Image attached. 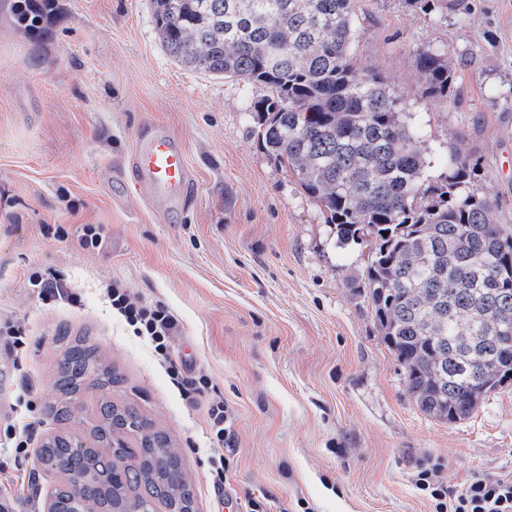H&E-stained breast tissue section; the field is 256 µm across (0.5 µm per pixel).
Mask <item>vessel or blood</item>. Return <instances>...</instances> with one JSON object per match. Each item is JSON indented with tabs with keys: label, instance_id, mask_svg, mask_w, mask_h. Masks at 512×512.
I'll use <instances>...</instances> for the list:
<instances>
[{
	"label": "vessel or blood",
	"instance_id": "1",
	"mask_svg": "<svg viewBox=\"0 0 512 512\" xmlns=\"http://www.w3.org/2000/svg\"><path fill=\"white\" fill-rule=\"evenodd\" d=\"M127 167L131 183L145 199L166 204L186 196L193 179L185 143L151 122L139 126Z\"/></svg>",
	"mask_w": 512,
	"mask_h": 512
}]
</instances>
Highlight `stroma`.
<instances>
[{
  "label": "stroma",
  "mask_w": 512,
  "mask_h": 512,
  "mask_svg": "<svg viewBox=\"0 0 512 512\" xmlns=\"http://www.w3.org/2000/svg\"><path fill=\"white\" fill-rule=\"evenodd\" d=\"M0 0V316L25 330L22 355L0 335V432L37 407L35 443L75 432L48 416L62 335L82 336L112 369L71 406L127 405L182 458L194 512H432L415 486L440 466L450 490L512 478V383L449 424L409 395L364 293L367 244L338 247L331 225L257 137L265 87L187 67L162 46L150 0H56L38 28ZM354 64L382 75L421 128L434 172L455 143L478 158L512 227V0H450L426 16L408 0H362ZM470 59L456 95L419 96L414 50ZM183 137L195 174L185 207L146 201L117 173L141 121ZM104 227L84 249L80 227ZM59 272L71 300H40L29 270ZM122 282L179 321L171 352L204 371L229 410L225 495L209 466L203 405L173 387L150 346L113 316L101 287ZM35 454L0 447V499L42 512L63 480L34 475Z\"/></svg>",
  "instance_id": "stroma-1"
}]
</instances>
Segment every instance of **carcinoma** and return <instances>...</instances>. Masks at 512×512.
Segmentation results:
<instances>
[{"label": "carcinoma", "instance_id": "1", "mask_svg": "<svg viewBox=\"0 0 512 512\" xmlns=\"http://www.w3.org/2000/svg\"><path fill=\"white\" fill-rule=\"evenodd\" d=\"M424 14L448 0H411ZM158 36L179 62L259 84L258 139L316 201L336 243L372 245L360 278L387 347L404 369L417 406L448 423L464 420L490 392L512 381V228L502 201L480 186L478 162L456 144L444 171L432 161L402 97L384 77L357 71L351 53L357 0H151ZM465 58L419 48L421 97L446 98ZM62 393L112 382L95 348L66 344ZM105 445L88 456L80 486L55 490L59 512H134L159 500L191 507L172 442L132 408L110 401L96 415L49 407ZM134 437L137 451L126 439ZM81 449L48 438L36 458L63 472ZM150 474L162 494L138 487Z\"/></svg>", "mask_w": 512, "mask_h": 512}]
</instances>
